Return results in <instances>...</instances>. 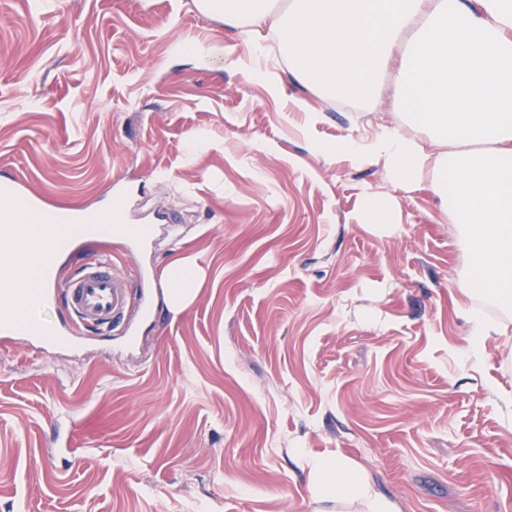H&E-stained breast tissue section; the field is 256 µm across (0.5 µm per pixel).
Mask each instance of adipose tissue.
<instances>
[{"label": "adipose tissue", "instance_id": "1", "mask_svg": "<svg viewBox=\"0 0 512 512\" xmlns=\"http://www.w3.org/2000/svg\"><path fill=\"white\" fill-rule=\"evenodd\" d=\"M224 23L248 27L253 63L269 36L279 40L290 72L324 98L365 101L383 91L392 73L394 109L381 113L372 137L345 138L313 150L381 166L385 180L407 189L431 177L467 264L459 287L512 306V0H223ZM9 244L0 280L35 304L36 270L54 247L49 228L28 221ZM313 494L337 507L393 512L365 476L340 461L315 459Z\"/></svg>", "mask_w": 512, "mask_h": 512}]
</instances>
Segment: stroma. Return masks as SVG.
Wrapping results in <instances>:
<instances>
[{
    "instance_id": "obj_1",
    "label": "stroma",
    "mask_w": 512,
    "mask_h": 512,
    "mask_svg": "<svg viewBox=\"0 0 512 512\" xmlns=\"http://www.w3.org/2000/svg\"><path fill=\"white\" fill-rule=\"evenodd\" d=\"M247 41L192 0H0V175L72 210L123 178L130 218L168 217L138 251L80 241L59 276L89 250L164 292L175 258L199 271L130 343L0 334V512H336L308 465L335 457L396 512H512V314L484 306L501 331L469 360L465 255L430 180L395 190L310 148L372 136L393 79L347 103L272 41L275 89L179 51ZM388 192L394 222L361 223ZM166 277H171L177 282L176 293L170 297V307L181 308L194 295L198 272L195 266L185 258H176L164 271ZM186 285V286H185ZM188 285H190L188 287Z\"/></svg>"
}]
</instances>
